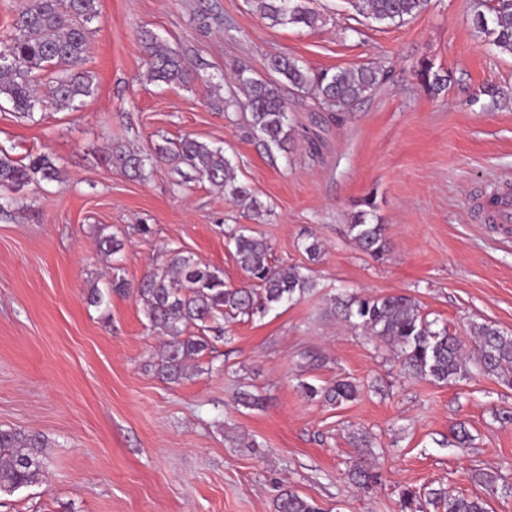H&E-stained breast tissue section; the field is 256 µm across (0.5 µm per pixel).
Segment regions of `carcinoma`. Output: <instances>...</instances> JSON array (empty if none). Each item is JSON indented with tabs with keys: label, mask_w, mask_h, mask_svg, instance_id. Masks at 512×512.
I'll return each mask as SVG.
<instances>
[{
	"label": "carcinoma",
	"mask_w": 512,
	"mask_h": 512,
	"mask_svg": "<svg viewBox=\"0 0 512 512\" xmlns=\"http://www.w3.org/2000/svg\"><path fill=\"white\" fill-rule=\"evenodd\" d=\"M430 2L352 0L351 5L365 18L391 25L427 10ZM255 4L259 16L272 27L312 28L321 21L319 13L306 6L305 0H255ZM471 5L472 26L490 37L496 48L512 54V0H471ZM98 15V0H27L13 23L14 33L0 47V56L8 57L0 60V100L7 101L18 117L34 118L43 100L35 89L33 73L50 67L51 100L56 109H78L77 101L93 92V75L76 69V65L88 49L87 24ZM137 38L146 55L149 80L184 85L198 79L205 84L208 98L218 96L222 84L192 71L179 50L162 44L147 31L138 32ZM269 70L277 78H257L240 70L237 84L241 96L224 100V108L238 105L248 110L252 129L270 152L288 151L292 140L294 127L285 88L313 94L322 106L344 112L390 77V71L370 65L316 70L287 55L271 58ZM414 76L434 97L451 81L450 74L426 59L418 62ZM166 160L185 166L224 190L225 197L255 218L271 214L268 206L238 182L237 166L222 149L188 135L173 149L157 145L144 154L115 146L111 151L112 163L136 176L143 175L147 166ZM60 178V167L46 154L20 163L1 149L0 210L17 204L13 193L30 183ZM363 205L366 209L353 214L349 231L361 251L380 257L387 250L385 226L368 219L372 201L366 200ZM228 237L234 245L236 262L253 286H228L221 271L179 249L167 251L162 263L136 286L151 328L169 337L161 360L154 364L158 376L165 380L176 382L188 377V361L208 349L206 333L221 331L220 320L224 317L263 314L275 305L301 300L316 286L313 276L302 268L272 264L267 242L247 233V228L236 227ZM334 305L351 328H360L371 339L396 348L401 357L400 373L408 378L448 384L475 371L512 386V335L489 323L470 325L474 345L467 350L447 327L434 328L436 321L428 320L411 296L337 297ZM300 388L307 398L330 405L352 401L359 392L357 383L348 379L320 387L302 381ZM47 447V438L37 431L0 429V495H11L44 477ZM426 498L435 512H487L482 498L453 494L443 488L429 490ZM420 500L421 493L403 490L401 512H421ZM276 507L277 512H320L315 503L289 490L281 494Z\"/></svg>",
	"instance_id": "carcinoma-1"
}]
</instances>
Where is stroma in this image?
<instances>
[{
    "label": "stroma",
    "instance_id": "1",
    "mask_svg": "<svg viewBox=\"0 0 512 512\" xmlns=\"http://www.w3.org/2000/svg\"><path fill=\"white\" fill-rule=\"evenodd\" d=\"M307 4L322 24L269 26L253 0H99L83 63L93 94L73 112L44 104L31 121L0 109V148L23 163L48 154L62 170L0 214V428L50 441L42 482L1 496L0 512H276L289 489L321 512H400L403 489L439 487L512 512V388L405 378L392 351L334 307L342 294H405L463 344L474 322L512 334V227L480 210L483 194L512 187V54L468 22L469 0H432L399 26L368 22L347 0ZM141 29L223 76L227 98L237 69L268 77L280 54L392 76L336 117L288 92L293 139L270 155L248 111H219L196 81H149ZM423 58L453 76L439 98L413 76ZM487 84L498 101L478 96ZM186 134L235 158L239 182L271 215L255 219L205 179L181 183L174 163L136 179L109 161L113 146L145 152ZM366 198L389 243L379 258L349 233ZM234 225L266 238L274 265L312 266L317 286L296 304L225 319L189 376L165 382L148 366L163 340L135 294L98 309L87 291L116 266L138 283L175 248L247 285L225 235ZM109 235L123 244L112 256L97 244ZM312 240L322 245L315 263L304 251ZM344 378L361 394L339 406L299 388ZM459 424L472 436L464 450ZM355 464L376 467L378 482L352 484Z\"/></svg>",
    "mask_w": 512,
    "mask_h": 512
}]
</instances>
